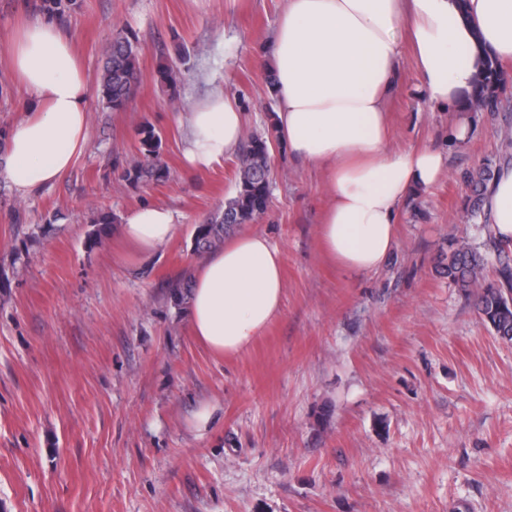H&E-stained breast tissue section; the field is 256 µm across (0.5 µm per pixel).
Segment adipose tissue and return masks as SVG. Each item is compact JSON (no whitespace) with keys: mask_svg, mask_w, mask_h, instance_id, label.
<instances>
[{"mask_svg":"<svg viewBox=\"0 0 512 512\" xmlns=\"http://www.w3.org/2000/svg\"><path fill=\"white\" fill-rule=\"evenodd\" d=\"M431 106L455 114L448 141L465 145L469 111L486 58L512 63V0H286L257 55L276 74L278 135L289 155L327 172L329 202L318 233L344 271L379 270L396 244L407 199L446 167L438 146L388 150L389 106L404 46ZM6 64L23 95L8 130L0 179L20 196L40 193L74 166L89 144L91 84L73 35L43 16L9 35ZM185 158L202 172L238 147L246 116L217 89L186 116ZM483 210L498 241L512 243V165L489 184ZM170 208L142 203L116 229L130 263L158 252L177 232ZM282 252L260 232L237 234L192 270L187 313L195 338L216 356L237 354L281 310Z\"/></svg>","mask_w":512,"mask_h":512,"instance_id":"1","label":"adipose tissue"}]
</instances>
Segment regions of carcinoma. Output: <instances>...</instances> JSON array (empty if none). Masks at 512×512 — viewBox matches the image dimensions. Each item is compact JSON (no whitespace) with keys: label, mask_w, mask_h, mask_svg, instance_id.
<instances>
[{"label":"carcinoma","mask_w":512,"mask_h":512,"mask_svg":"<svg viewBox=\"0 0 512 512\" xmlns=\"http://www.w3.org/2000/svg\"><path fill=\"white\" fill-rule=\"evenodd\" d=\"M80 7L79 0H41L39 9L49 15H64ZM140 48L138 38L124 28L112 32L109 49L97 78L98 100L111 112H124L139 85ZM158 81L167 93L177 97L178 80L169 64L158 70ZM508 81L498 61L488 59L484 64L478 91L472 107L481 112L500 110ZM140 159L122 171V181L136 187L144 181H163L169 176V167L163 158L162 137L156 127L144 120L136 127ZM277 141L274 122L270 121L261 133L250 135L237 156L236 190L224 207L210 214L196 225L195 251L203 254L224 240L235 228L254 222L268 206L273 172L271 146ZM494 171L487 166L467 175L473 187L474 198L468 214L472 219L483 218L486 238L479 244L467 241L448 246L440 256L438 272L463 290L478 289L477 308L492 333L512 341V259L497 242L490 222L482 212V196ZM114 213L100 210L93 218L96 229L89 235L92 245L102 243L112 224ZM493 268L497 280L485 281V271Z\"/></svg>","instance_id":"obj_1"}]
</instances>
